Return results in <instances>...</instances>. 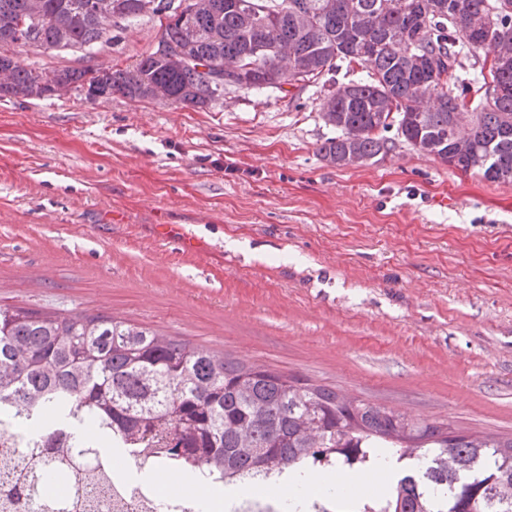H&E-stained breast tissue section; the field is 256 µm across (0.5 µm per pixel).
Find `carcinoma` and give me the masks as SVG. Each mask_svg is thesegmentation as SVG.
<instances>
[{"mask_svg": "<svg viewBox=\"0 0 512 512\" xmlns=\"http://www.w3.org/2000/svg\"><path fill=\"white\" fill-rule=\"evenodd\" d=\"M28 0H0V45L25 37L43 48L93 49L104 33L91 0H42L33 21ZM112 0L128 25L158 18L162 37L202 67L238 64L243 90L322 85L326 122L336 136L319 153L338 167L375 163L396 128L417 151L512 182V0H208L188 41L163 22L171 0ZM275 18L274 34L257 17ZM478 67L469 76L464 61ZM366 74L340 82L335 75ZM0 98L45 97L40 81L85 90L89 68L29 69L0 53ZM454 87H449L448 82ZM109 93L206 108L217 102L207 73L150 51L135 65L111 67ZM482 91L478 103L469 95ZM468 118L464 134L456 116ZM38 429V460L16 461L0 483V512H96L88 485L109 483L98 451L129 461L164 448L157 461L191 478L224 473L236 490L245 473L302 469L336 455L332 471L380 454L399 474L375 496L381 512H512V438L455 434L355 396L314 386L264 366L232 361L149 328L97 314L69 316L0 306V437ZM93 433L86 448L78 432Z\"/></svg>", "mask_w": 512, "mask_h": 512, "instance_id": "obj_1", "label": "carcinoma"}]
</instances>
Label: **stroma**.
<instances>
[{
    "mask_svg": "<svg viewBox=\"0 0 512 512\" xmlns=\"http://www.w3.org/2000/svg\"><path fill=\"white\" fill-rule=\"evenodd\" d=\"M158 19L94 57L127 67ZM320 90L207 108L115 94L0 100V305L104 314L417 420L512 437V183L404 139L327 163ZM196 236L186 252L165 228Z\"/></svg>",
    "mask_w": 512,
    "mask_h": 512,
    "instance_id": "1",
    "label": "stroma"
}]
</instances>
